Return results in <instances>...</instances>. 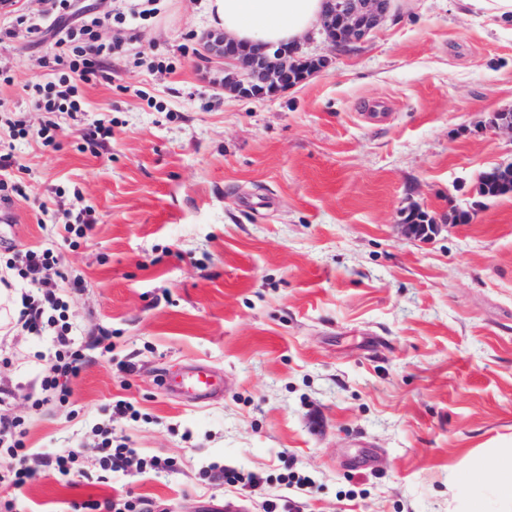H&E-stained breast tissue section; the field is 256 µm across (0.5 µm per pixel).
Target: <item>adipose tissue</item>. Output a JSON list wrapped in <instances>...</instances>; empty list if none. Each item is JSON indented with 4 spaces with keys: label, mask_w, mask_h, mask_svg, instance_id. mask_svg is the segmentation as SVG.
Segmentation results:
<instances>
[{
    "label": "adipose tissue",
    "mask_w": 512,
    "mask_h": 512,
    "mask_svg": "<svg viewBox=\"0 0 512 512\" xmlns=\"http://www.w3.org/2000/svg\"><path fill=\"white\" fill-rule=\"evenodd\" d=\"M323 0H210V20L226 35L280 44L314 30Z\"/></svg>",
    "instance_id": "adipose-tissue-1"
}]
</instances>
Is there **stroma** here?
Returning a JSON list of instances; mask_svg holds the SVG:
<instances>
[{"instance_id": "stroma-1", "label": "stroma", "mask_w": 512, "mask_h": 512, "mask_svg": "<svg viewBox=\"0 0 512 512\" xmlns=\"http://www.w3.org/2000/svg\"><path fill=\"white\" fill-rule=\"evenodd\" d=\"M208 4L153 0L134 19L123 0H73L114 46L75 113L31 103L48 33L0 45L15 217L0 223V260L53 250L55 326L112 333L67 401L41 406L52 332L0 336L13 391L0 414L22 421L27 447L84 450L81 475L40 473L0 496L20 512L126 494L154 512H464L483 496L502 512L470 471L512 448V195L475 186L512 163V133L485 128L512 111V23L458 0H395L356 49L304 35L302 54L328 68L248 101L201 56ZM100 122L111 135L86 138ZM416 207L475 217L411 238L397 220ZM87 212L94 224L64 232ZM198 366L217 393L168 386ZM101 424L169 469H102ZM298 479L308 487L288 501Z\"/></svg>"}]
</instances>
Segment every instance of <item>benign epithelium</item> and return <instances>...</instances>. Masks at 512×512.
Returning <instances> with one entry per match:
<instances>
[{
	"label": "benign epithelium",
	"mask_w": 512,
	"mask_h": 512,
	"mask_svg": "<svg viewBox=\"0 0 512 512\" xmlns=\"http://www.w3.org/2000/svg\"><path fill=\"white\" fill-rule=\"evenodd\" d=\"M390 6L391 0H326L320 27L336 49L346 51L366 40L383 22ZM201 43L206 59L224 64V90L239 98L263 99L308 78L306 74H296L304 58L298 43L246 46L222 31L203 34ZM488 127L492 131L506 129L512 133V114L493 113ZM401 228L405 234L418 238L422 229L436 233L441 225L412 224L404 215Z\"/></svg>",
	"instance_id": "benign-epithelium-1"
}]
</instances>
